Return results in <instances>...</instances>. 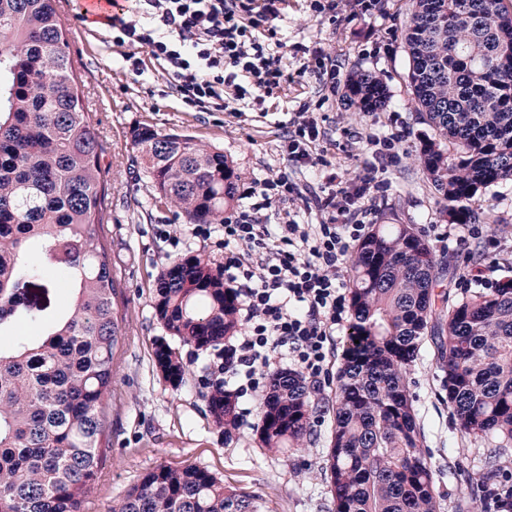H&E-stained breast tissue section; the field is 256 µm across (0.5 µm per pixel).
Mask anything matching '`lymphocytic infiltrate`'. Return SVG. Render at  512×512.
I'll use <instances>...</instances> for the list:
<instances>
[{
	"label": "lymphocytic infiltrate",
	"mask_w": 512,
	"mask_h": 512,
	"mask_svg": "<svg viewBox=\"0 0 512 512\" xmlns=\"http://www.w3.org/2000/svg\"><path fill=\"white\" fill-rule=\"evenodd\" d=\"M280 14L278 0H129L104 23L124 46L130 74L143 76L144 60L152 58L183 104L221 112L225 92L254 104L287 84ZM320 136L317 117L301 107L282 137L281 152L294 167L315 166ZM401 140L398 133L380 139L376 162L365 167L360 187L329 181L308 195L279 174L245 186L249 206L223 223L192 226V237L216 240L223 248L224 279L236 291L245 324L237 341L215 355L217 380L242 396L263 391L270 368L288 355L309 378L325 375L331 332L347 315L348 284L341 271L366 232V197L384 191L379 173L401 160ZM307 197L320 223L302 224L288 214L281 224H264L265 210Z\"/></svg>",
	"instance_id": "f902f5d3"
}]
</instances>
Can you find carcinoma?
Segmentation results:
<instances>
[{
  "label": "carcinoma",
  "instance_id": "obj_1",
  "mask_svg": "<svg viewBox=\"0 0 512 512\" xmlns=\"http://www.w3.org/2000/svg\"><path fill=\"white\" fill-rule=\"evenodd\" d=\"M59 0H0V512H82L107 458L104 401L120 335L106 249L100 143L74 84ZM407 79L435 132L420 163L456 215L480 189L512 178V12L500 0H412ZM345 100L361 112L388 101L383 81L355 72ZM149 127L133 134L159 199L187 224L224 219L235 173L221 151ZM452 144L454 152L442 148ZM71 275L72 299L52 304L51 274ZM439 263L412 224H376L352 260L353 317L336 376L335 427L323 472L333 512H439L435 475L405 379L435 340L441 389L460 434L486 445L456 512H512V280L436 312ZM157 318L180 344L220 348L237 332L224 273L204 259L174 261L158 278ZM167 383L188 373L161 343ZM202 394L219 430L239 427L224 383ZM303 375L271 374L257 443L300 448L311 436ZM113 512H254L196 465L147 471Z\"/></svg>",
  "mask_w": 512,
  "mask_h": 512
}]
</instances>
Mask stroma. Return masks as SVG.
<instances>
[{"label": "stroma", "instance_id": "35a3bbf8", "mask_svg": "<svg viewBox=\"0 0 512 512\" xmlns=\"http://www.w3.org/2000/svg\"><path fill=\"white\" fill-rule=\"evenodd\" d=\"M79 12V0H72L59 14L101 144L99 163L108 173L101 240L112 262L114 305L123 317L104 437L110 453L85 499L84 512H112L144 473L161 464L204 468L225 488L249 495L258 512H331L322 468L346 327H337L329 374L322 389L311 395L313 433L303 447L268 452L258 446L257 397L237 399V408L249 414L236 431L215 429L202 396L211 353L183 348L190 374L181 387L169 386L153 362L156 344L171 339L156 316L153 297L160 274L174 260L198 255L216 267L223 264L224 254L213 242L190 236L177 208L160 201L133 144L134 131L149 127L162 135H190L222 151L238 188L278 174L302 185L317 187L331 176L344 185L372 162L373 137L401 131V162L384 173L386 191L371 195L370 222L415 225L438 261L455 266L459 277L467 276L468 260L482 241H495V249L479 263L490 286L512 278V179L478 192L474 210L479 238H469L467 225L445 211L419 162L432 131L407 81L410 0H382L380 10L370 14L354 8L350 0H336L332 13L312 10L310 0H284L279 26L288 39V85L265 99L261 108L239 112L187 108L177 99L168 74L152 61L143 77L133 79L122 67V49L111 31L79 21ZM314 46L322 47L336 68L335 90L324 89L318 74L303 67L306 48ZM357 71L376 74L385 83L389 98L382 110L360 112L346 104L345 84ZM303 104L316 114L325 136L316 149L320 164L297 169L279 145ZM434 351L432 342H424L407 378L430 451L440 512H455L464 490L459 472L478 471L483 445L461 437L451 426Z\"/></svg>", "mask_w": 512, "mask_h": 512}]
</instances>
